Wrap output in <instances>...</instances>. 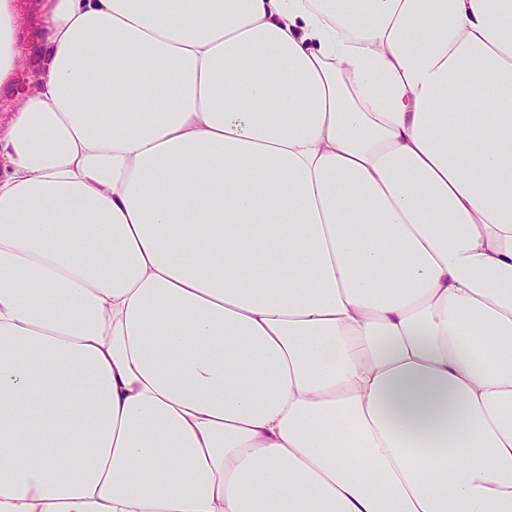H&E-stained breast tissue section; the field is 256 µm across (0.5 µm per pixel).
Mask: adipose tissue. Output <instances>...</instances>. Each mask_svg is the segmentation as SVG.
Masks as SVG:
<instances>
[{
	"instance_id": "obj_1",
	"label": "adipose tissue",
	"mask_w": 512,
	"mask_h": 512,
	"mask_svg": "<svg viewBox=\"0 0 512 512\" xmlns=\"http://www.w3.org/2000/svg\"><path fill=\"white\" fill-rule=\"evenodd\" d=\"M41 43L0 512H512V0H44Z\"/></svg>"
}]
</instances>
